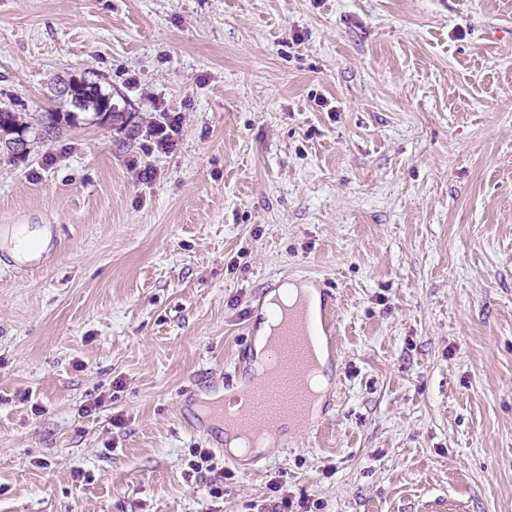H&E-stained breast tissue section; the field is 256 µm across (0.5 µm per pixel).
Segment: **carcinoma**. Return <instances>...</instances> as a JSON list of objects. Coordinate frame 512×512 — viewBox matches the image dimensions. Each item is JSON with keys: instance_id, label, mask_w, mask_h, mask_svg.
I'll return each mask as SVG.
<instances>
[{"instance_id": "obj_1", "label": "carcinoma", "mask_w": 512, "mask_h": 512, "mask_svg": "<svg viewBox=\"0 0 512 512\" xmlns=\"http://www.w3.org/2000/svg\"><path fill=\"white\" fill-rule=\"evenodd\" d=\"M80 82L73 86V94L68 97L54 95L60 108L46 112H39L33 117L34 123L21 122L15 113L0 110V132L12 127H17L25 132L29 129H46L45 137L50 138L56 134L64 124H71L77 121V114L80 112H94L104 102L112 104V108L119 111L121 105L119 100L125 99L123 94L116 96L103 89L101 82L103 75L98 72L86 70L77 75Z\"/></svg>"}]
</instances>
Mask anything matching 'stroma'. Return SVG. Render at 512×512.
I'll use <instances>...</instances> for the list:
<instances>
[{"label": "stroma", "mask_w": 512, "mask_h": 512, "mask_svg": "<svg viewBox=\"0 0 512 512\" xmlns=\"http://www.w3.org/2000/svg\"><path fill=\"white\" fill-rule=\"evenodd\" d=\"M88 69L132 129L0 150V234L48 231L0 244V512H512V0H0V109ZM304 276L323 401L229 457L206 398ZM42 233L43 231L39 228H31L27 224H20V226L7 230L3 236L5 244L12 254L18 259H26L41 245ZM288 289H291L290 292L288 291ZM295 298H296L295 286L288 285V284L281 287L280 291L277 294H275V292H273L267 297V300H268L267 319L265 321L263 320L260 323L259 328L257 330L256 340H255L256 351L258 354H261L262 352L265 351L268 337L271 334V330L274 325L270 315L268 314V310L278 309L277 302H276L277 300L287 302V300H289V299L294 301Z\"/></svg>", "instance_id": "1"}]
</instances>
